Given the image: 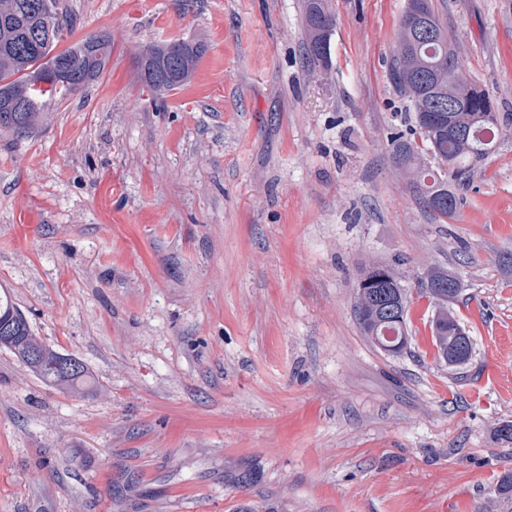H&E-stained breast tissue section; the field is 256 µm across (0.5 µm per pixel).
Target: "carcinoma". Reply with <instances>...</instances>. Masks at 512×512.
<instances>
[{
  "mask_svg": "<svg viewBox=\"0 0 512 512\" xmlns=\"http://www.w3.org/2000/svg\"><path fill=\"white\" fill-rule=\"evenodd\" d=\"M305 54L313 69L328 66L336 16L328 0H305ZM53 18V33L37 39L46 16ZM68 27L59 0H0V136L21 135L42 124L46 103L61 101L99 78L110 60L111 40L89 35L58 48ZM205 52L201 41L172 40L144 48L137 74L142 88L158 96L189 84ZM78 60L68 84L60 83L54 61ZM387 78L414 125L390 136V159L409 180L418 199L443 221L455 215L459 197L448 186L485 159L503 130V118L489 92L461 71L457 46L448 37V24L433 0H407L390 49ZM429 155L441 163L425 165ZM451 273L431 267L417 280L415 290L406 287L392 267L377 264L360 277L354 313L369 341L383 334L395 337L390 354L408 346L407 316L412 292L425 298L434 310L432 345L440 360L448 356L456 337L467 335L451 304L457 300L460 281L435 296L425 293L427 282L448 283ZM12 352L27 370L60 392L82 396L91 386V374L79 358L64 354L32 330L16 307L0 302V348ZM497 503L512 512V470L499 476Z\"/></svg>",
  "mask_w": 512,
  "mask_h": 512,
  "instance_id": "cac0c4a2",
  "label": "carcinoma"
}]
</instances>
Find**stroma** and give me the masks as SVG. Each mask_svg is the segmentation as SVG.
Masks as SVG:
<instances>
[{
    "mask_svg": "<svg viewBox=\"0 0 512 512\" xmlns=\"http://www.w3.org/2000/svg\"><path fill=\"white\" fill-rule=\"evenodd\" d=\"M466 77L512 121V0H434ZM406 0H329L328 70L304 0H61L112 40L106 71L0 138V296L83 360L49 387L0 348V512H473L512 469V131L436 220L389 159L387 76ZM199 39L154 97L137 57ZM455 274L475 353L406 352L357 326L361 274ZM305 54L312 70L327 67L336 16L327 0H306L304 5Z\"/></svg>",
    "mask_w": 512,
    "mask_h": 512,
    "instance_id": "1",
    "label": "stroma"
}]
</instances>
